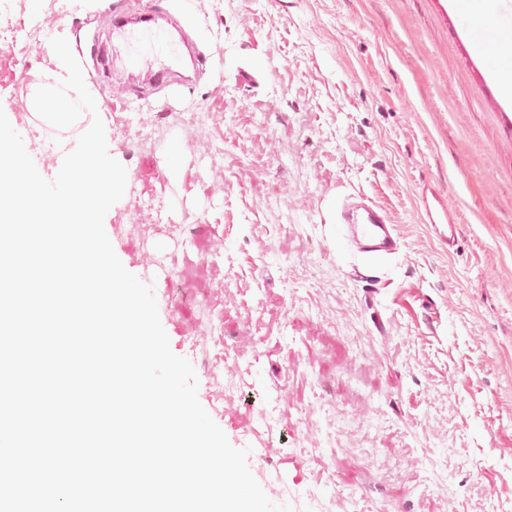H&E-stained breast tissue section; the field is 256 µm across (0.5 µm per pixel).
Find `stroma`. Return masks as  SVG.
I'll return each mask as SVG.
<instances>
[{"mask_svg":"<svg viewBox=\"0 0 512 512\" xmlns=\"http://www.w3.org/2000/svg\"><path fill=\"white\" fill-rule=\"evenodd\" d=\"M113 0H79L61 22L78 59L112 29ZM178 17L202 70L149 101L127 70L87 75L129 126L167 116L155 148L111 134L137 185H163L164 224L125 193L104 227L123 266L154 289L170 348L192 364L198 400L268 498L310 512H512V115L455 30L448 0H158ZM23 45H0V109L13 101ZM28 59V58H25ZM54 78L49 57L28 59ZM211 118L189 126L191 113ZM224 134V187L206 193L198 152ZM180 178H161L173 146ZM431 182L461 217L448 247L419 196ZM361 191L394 219L405 259L358 277L333 237L337 196ZM230 274L221 333L240 348L228 396L209 392L210 315L168 292L172 267L146 254L194 253ZM291 268H283V255Z\"/></svg>","mask_w":512,"mask_h":512,"instance_id":"obj_1","label":"stroma"}]
</instances>
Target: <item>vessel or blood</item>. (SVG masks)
Instances as JSON below:
<instances>
[{"mask_svg":"<svg viewBox=\"0 0 512 512\" xmlns=\"http://www.w3.org/2000/svg\"><path fill=\"white\" fill-rule=\"evenodd\" d=\"M158 9L151 4L140 8L138 29H128L126 17H118L112 36L124 44L125 66L146 71L155 79L167 78L178 50L168 29L157 22ZM454 18L461 35L491 38L494 30L506 27L502 16H494L490 25H481L474 15L455 8ZM420 200L430 223L442 226V235L449 245H456L459 235V214L441 193L423 186ZM334 235L341 249L355 257L359 267L369 270L392 260L400 251V235L396 224L382 206L363 193H349L335 204Z\"/></svg>","mask_w":512,"mask_h":512,"instance_id":"1","label":"vessel or blood"}]
</instances>
